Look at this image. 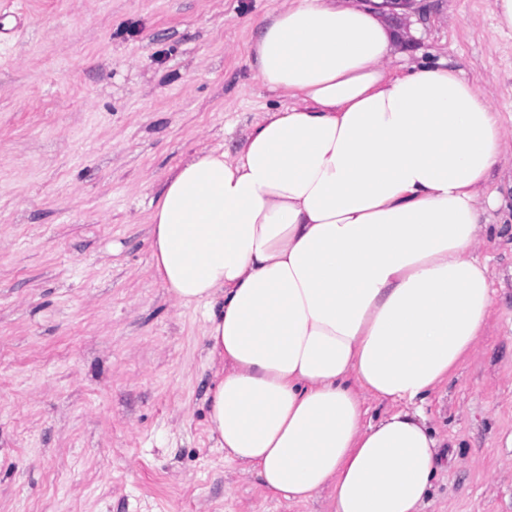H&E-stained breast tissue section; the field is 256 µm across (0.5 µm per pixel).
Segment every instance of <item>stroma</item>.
Segmentation results:
<instances>
[{
	"mask_svg": "<svg viewBox=\"0 0 512 512\" xmlns=\"http://www.w3.org/2000/svg\"><path fill=\"white\" fill-rule=\"evenodd\" d=\"M281 0H0V512H327L273 497L208 429L204 308L156 274L150 213L202 150L287 96L248 64ZM405 63L448 62L512 133L493 0H411ZM496 303L426 410L449 448L422 512H512V235Z\"/></svg>",
	"mask_w": 512,
	"mask_h": 512,
	"instance_id": "stroma-1",
	"label": "stroma"
}]
</instances>
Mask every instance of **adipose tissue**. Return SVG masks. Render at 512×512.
I'll return each mask as SVG.
<instances>
[{"instance_id":"obj_1","label":"adipose tissue","mask_w":512,"mask_h":512,"mask_svg":"<svg viewBox=\"0 0 512 512\" xmlns=\"http://www.w3.org/2000/svg\"><path fill=\"white\" fill-rule=\"evenodd\" d=\"M385 0H282L249 58L291 100L192 156L150 215L168 294L206 302L210 431L264 488L329 512H418L445 441L425 404L493 305L477 252L499 117L461 71L396 73ZM397 411L366 421V399Z\"/></svg>"}]
</instances>
